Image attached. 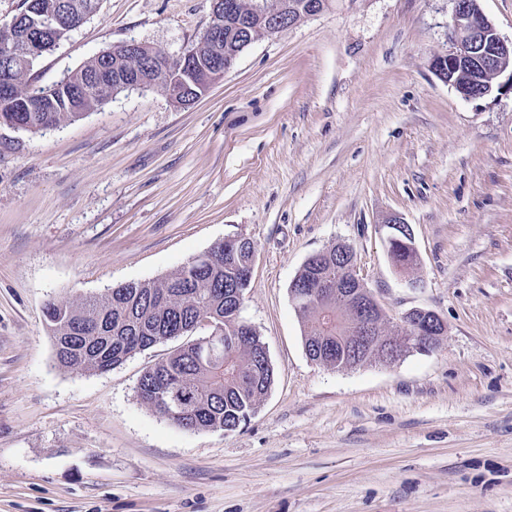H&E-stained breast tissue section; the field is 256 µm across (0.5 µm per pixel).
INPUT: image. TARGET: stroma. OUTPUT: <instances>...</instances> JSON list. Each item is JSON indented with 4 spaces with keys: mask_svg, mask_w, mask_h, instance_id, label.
<instances>
[{
    "mask_svg": "<svg viewBox=\"0 0 512 512\" xmlns=\"http://www.w3.org/2000/svg\"><path fill=\"white\" fill-rule=\"evenodd\" d=\"M453 0H329L253 41L200 101L123 92L39 132L0 127V512H512V89L429 67ZM212 0H101L30 73L49 85L135 40L178 56ZM419 254L410 287L392 215ZM256 249L242 317L274 383L246 424L189 431L139 398L168 340L104 372L58 364L44 308L164 277L228 237ZM343 240L385 333L426 352L308 357L289 286Z\"/></svg>",
    "mask_w": 512,
    "mask_h": 512,
    "instance_id": "stroma-1",
    "label": "stroma"
}]
</instances>
